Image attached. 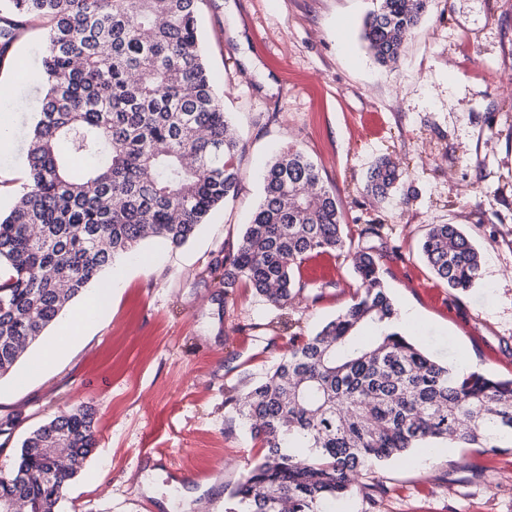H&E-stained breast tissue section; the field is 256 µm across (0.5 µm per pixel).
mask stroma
I'll list each match as a JSON object with an SVG mask.
<instances>
[{"label": "stroma", "mask_w": 512, "mask_h": 512, "mask_svg": "<svg viewBox=\"0 0 512 512\" xmlns=\"http://www.w3.org/2000/svg\"><path fill=\"white\" fill-rule=\"evenodd\" d=\"M373 0H200L199 29L217 87L244 145L237 198L185 245L143 243L142 261L115 265L112 303L51 367L39 348L0 379V443L20 447L55 413L95 410V448L58 512H218L259 445L231 425L224 400L240 378H261L290 331L314 333L351 302L350 253L310 258L301 281L318 302L281 310L206 269L236 247L262 193L261 173L295 144L336 190L352 251L381 258L396 309L420 317L413 339L448 365L512 377V0H430L396 65L378 63L362 38ZM48 19H25L0 77L15 80L14 152L0 158V210L26 179L24 133L41 89L16 63L42 68ZM402 175L378 200L364 184L375 161ZM378 225V235L366 234ZM431 224L457 225L481 250L467 291L438 281L419 254ZM292 330H284L283 321ZM213 469L201 486L166 466ZM148 484H141L140 475ZM386 512H512V452L440 444L425 461L377 472Z\"/></svg>", "instance_id": "35a3bbf8"}]
</instances>
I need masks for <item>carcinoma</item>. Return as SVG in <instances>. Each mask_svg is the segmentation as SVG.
<instances>
[{
  "label": "carcinoma",
  "instance_id": "cac0c4a2",
  "mask_svg": "<svg viewBox=\"0 0 512 512\" xmlns=\"http://www.w3.org/2000/svg\"><path fill=\"white\" fill-rule=\"evenodd\" d=\"M198 0H0V60L18 17L50 20L45 95L27 148V183L0 213V378L40 342L69 302L151 238L183 246L240 187L243 148L201 46ZM429 0H375L368 50L396 63ZM401 172L389 157L366 192L385 199ZM336 191L298 146L266 166L263 193L235 250L208 268L224 295L243 283L286 309L316 287L296 279L308 258L343 252ZM421 252L434 276L465 291L481 253L454 224H432ZM352 303L316 333L294 332L265 378L228 397L232 421L262 454L224 499V512H332L356 491L372 512L388 493L362 472L413 448L512 451V380L460 373L396 330L380 258L353 254ZM95 411L80 406L30 431L0 466V512H58L61 492L95 447ZM67 448L64 457L55 449Z\"/></svg>",
  "mask_w": 512,
  "mask_h": 512
}]
</instances>
